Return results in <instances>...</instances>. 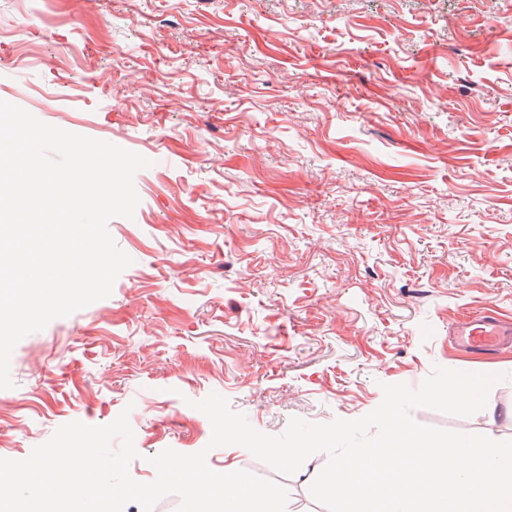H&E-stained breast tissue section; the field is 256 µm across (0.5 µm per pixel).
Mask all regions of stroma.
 I'll return each mask as SVG.
<instances>
[{"instance_id":"1","label":"stroma","mask_w":512,"mask_h":512,"mask_svg":"<svg viewBox=\"0 0 512 512\" xmlns=\"http://www.w3.org/2000/svg\"><path fill=\"white\" fill-rule=\"evenodd\" d=\"M0 100L152 162L109 222L133 260L111 295L16 345L0 458L125 410L134 480L204 449L293 505L327 454L280 478L208 449L194 402L278 435L437 366L507 379L418 423L512 440V349L448 335L512 319V0H0ZM452 335L461 348L488 354L511 341L512 324L493 312L465 315L453 327Z\"/></svg>"}]
</instances>
